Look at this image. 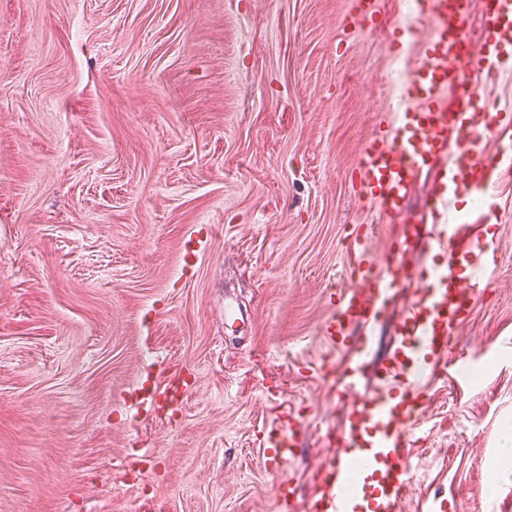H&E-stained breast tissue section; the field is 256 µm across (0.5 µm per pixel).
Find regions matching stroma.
Here are the masks:
<instances>
[{
    "label": "stroma",
    "mask_w": 512,
    "mask_h": 512,
    "mask_svg": "<svg viewBox=\"0 0 512 512\" xmlns=\"http://www.w3.org/2000/svg\"><path fill=\"white\" fill-rule=\"evenodd\" d=\"M379 2L354 33L353 0H0V512H281L255 435L284 412L313 493L352 401L319 377L327 295L354 225L390 236L347 170L418 50ZM457 210L497 266L451 350L475 377L429 390L408 512H512V173Z\"/></svg>",
    "instance_id": "obj_1"
}]
</instances>
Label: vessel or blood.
<instances>
[{"label": "vessel or blood", "instance_id": "1", "mask_svg": "<svg viewBox=\"0 0 512 512\" xmlns=\"http://www.w3.org/2000/svg\"><path fill=\"white\" fill-rule=\"evenodd\" d=\"M472 10L473 0H420L415 24L397 26L398 37L420 42L402 83L403 107L379 116L349 168L360 196L396 230L376 256L367 248L371 226H355L346 246V283L328 295L330 313L320 333L341 357L326 361L321 378L359 396L348 422L327 434L329 452L306 512H400L414 476L408 448L429 387L446 368L456 331L483 298L496 266L495 241L452 213L458 199L490 192L497 175L512 168L511 158L483 149L484 141L512 128V112L486 98L478 83L512 60V0H482L477 49L468 39ZM378 13V0H356L347 24L368 30ZM435 166L440 174L426 201L428 219L409 221L406 195ZM423 248L431 265L401 311L373 385L364 387L369 341L354 331L385 320L404 290L408 254ZM256 442L278 475L282 512H292L285 468L302 444L298 428L282 420L258 431Z\"/></svg>", "mask_w": 512, "mask_h": 512}]
</instances>
